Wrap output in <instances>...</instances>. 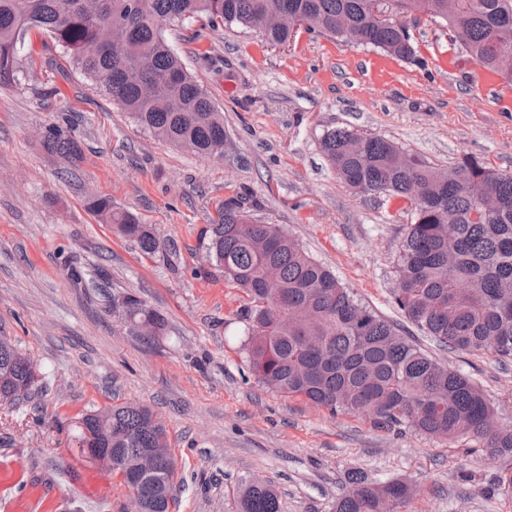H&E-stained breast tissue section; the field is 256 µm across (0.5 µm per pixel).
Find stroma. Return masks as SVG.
Returning <instances> with one entry per match:
<instances>
[{"mask_svg": "<svg viewBox=\"0 0 512 512\" xmlns=\"http://www.w3.org/2000/svg\"><path fill=\"white\" fill-rule=\"evenodd\" d=\"M404 22L413 61L303 28L283 49L236 25L167 26L224 114L219 160L136 127L31 32L33 68L0 89V336L31 357L39 381L30 401L0 406V512H128L121 478L78 442L85 413L123 403L147 407L166 429L172 512H236L252 478L274 480L282 512H330L355 470L412 484L403 512H512V496L492 488L512 458L489 463L469 439L387 432L259 384L242 349L247 298L206 249L230 200L282 225L362 303L472 378L496 421L512 425V362L439 349L394 303L413 207L354 195L322 152L327 132L348 129L441 169L473 155L512 172V80L461 55L446 26ZM50 126L78 138V162L45 151L39 133ZM96 196L151 225L159 250L143 254L104 223L89 207ZM127 293L167 320L152 344L109 310Z\"/></svg>", "mask_w": 512, "mask_h": 512, "instance_id": "35a3bbf8", "label": "stroma"}]
</instances>
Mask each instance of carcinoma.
Returning <instances> with one entry per match:
<instances>
[{"label":"carcinoma","instance_id":"1","mask_svg":"<svg viewBox=\"0 0 512 512\" xmlns=\"http://www.w3.org/2000/svg\"><path fill=\"white\" fill-rule=\"evenodd\" d=\"M394 14L421 11L448 25L451 40L476 64L499 72V46L512 47V0H388ZM375 0H0V88L20 84L30 66L29 32L42 30L64 50L69 65L156 138L198 154L224 145V119L209 91L169 45L165 26L204 18L216 28L237 24L286 45L293 30L269 24L288 12L309 30L350 46H372L405 61L417 57L410 34L378 17ZM44 149L74 163L81 143L59 127L42 137ZM336 177L356 195L404 198L418 188L397 266L396 306L437 345L512 359V174L467 156L460 178L383 137L338 130L322 142ZM486 193L499 205L481 211ZM89 208L144 254L158 249L154 229L130 212L96 198ZM207 250L224 280L241 288L242 347L248 370L267 389L300 396L331 414H357L377 429L408 430L433 439L469 437L481 451L512 457V426L495 425L479 386L428 355L393 323L364 305L333 271L310 257L277 224H264L229 201L209 228ZM136 319L165 331L164 317L132 294ZM35 365L15 343H0V400L30 393ZM85 414L81 430L97 448H112L133 466L165 429L135 404L112 407V428ZM174 470L162 465L128 491L149 495L148 510L167 508ZM333 512H401L413 494L403 481L380 482L361 471ZM237 512H281L275 482L250 479Z\"/></svg>","mask_w":512,"mask_h":512}]
</instances>
